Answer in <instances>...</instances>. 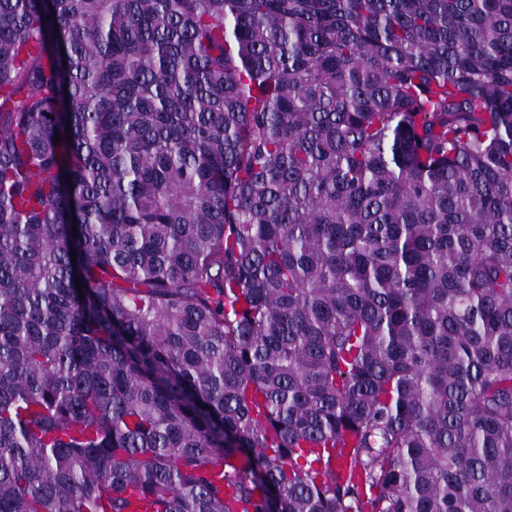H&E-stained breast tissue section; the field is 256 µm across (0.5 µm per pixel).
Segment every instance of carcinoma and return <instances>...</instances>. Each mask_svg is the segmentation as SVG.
<instances>
[{
  "label": "carcinoma",
  "instance_id": "cac0c4a2",
  "mask_svg": "<svg viewBox=\"0 0 512 512\" xmlns=\"http://www.w3.org/2000/svg\"><path fill=\"white\" fill-rule=\"evenodd\" d=\"M129 490L512 512V0H0V512Z\"/></svg>",
  "mask_w": 512,
  "mask_h": 512
}]
</instances>
